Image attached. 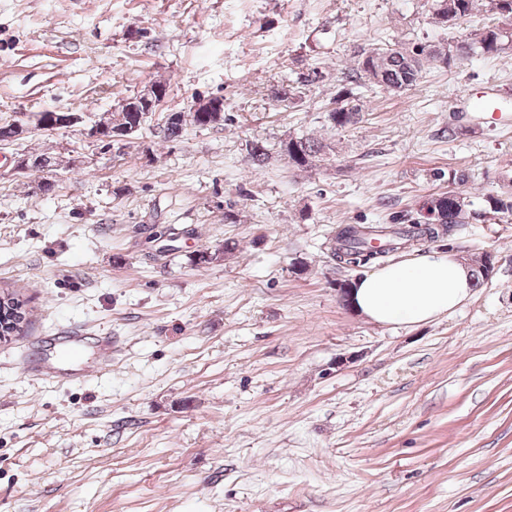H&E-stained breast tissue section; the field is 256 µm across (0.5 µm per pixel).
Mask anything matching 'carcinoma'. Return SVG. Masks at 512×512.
<instances>
[{"instance_id": "cac0c4a2", "label": "carcinoma", "mask_w": 512, "mask_h": 512, "mask_svg": "<svg viewBox=\"0 0 512 512\" xmlns=\"http://www.w3.org/2000/svg\"><path fill=\"white\" fill-rule=\"evenodd\" d=\"M477 7V0H432L430 13L432 18L438 19L443 13L453 14L455 23L465 21ZM456 54L450 55L442 51L439 43L415 44L413 46L401 45L388 50L384 47L360 48L355 53L357 66L346 74L347 85L336 91L332 97L335 107L327 114V124L336 129L350 128L362 120L363 109L360 99L354 93V88L370 81L364 65L373 67V84L383 88H396L407 90L417 85L425 66L430 64L449 65L461 56L474 54H500L509 49V37L501 33L499 27L491 24L460 37L455 43ZM294 91L287 85H274L270 88L269 98L272 105L279 107L293 99ZM193 124L199 128L214 127L224 123V116L214 117L208 112L176 113V119L160 130L154 131V136L165 141H174L182 133L184 126ZM329 146L321 140L309 135L291 136L283 142L281 151L288 155V160L297 167L307 168L327 160ZM248 158L255 169L266 167L269 154L266 147L259 142L247 145ZM32 171L46 172L53 165L54 156L50 152L30 154ZM487 211L493 214L512 213V191L501 194H490L485 197ZM431 205L441 218L438 226H425L415 221V218H392L390 224L369 225L371 232L367 233L355 225L346 224L336 232L330 246L333 259L347 265H364L373 260L371 240L377 238L386 244L385 252L395 250V246L415 242L422 239L433 240L441 236V231L454 233L456 227L465 223L470 202L462 194L450 191L440 195L431 196L423 201ZM230 250L224 245L214 251L202 249L191 256L192 264L206 266L224 260L225 254ZM494 266L490 257H481L471 265L472 277L475 280H487L493 273ZM17 315L0 318V332L12 336L22 330L27 321V312L24 304L12 294H6Z\"/></svg>"}]
</instances>
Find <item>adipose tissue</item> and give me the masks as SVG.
<instances>
[{"mask_svg": "<svg viewBox=\"0 0 512 512\" xmlns=\"http://www.w3.org/2000/svg\"><path fill=\"white\" fill-rule=\"evenodd\" d=\"M472 285L454 254L431 250L363 274L353 284V298L373 322L419 324L454 310L469 298Z\"/></svg>", "mask_w": 512, "mask_h": 512, "instance_id": "adipose-tissue-1", "label": "adipose tissue"}]
</instances>
